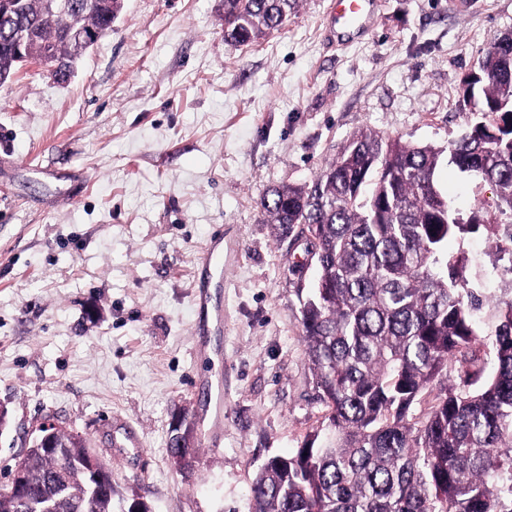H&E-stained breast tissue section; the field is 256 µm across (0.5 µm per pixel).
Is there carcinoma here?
Segmentation results:
<instances>
[{"label": "carcinoma", "instance_id": "1", "mask_svg": "<svg viewBox=\"0 0 512 512\" xmlns=\"http://www.w3.org/2000/svg\"><path fill=\"white\" fill-rule=\"evenodd\" d=\"M74 31L112 30L122 0H75ZM298 0H224V39L247 45L279 28ZM39 31L28 57L16 32ZM65 67L82 56L43 21V0L0 21V84L31 61ZM472 107L483 120L445 149L366 129L312 183L272 190L263 220L307 228L317 278L302 307L305 355L324 425L288 456L268 457L251 486L252 512H512V288L496 296L468 269L484 258L512 275V220L486 208L464 223L436 182L442 155L491 184L512 217V35L487 51ZM490 251L463 248L472 234ZM461 245L448 253V240ZM458 382L448 386V365ZM437 394L423 414L416 404ZM94 453L75 431L55 447L14 459L26 493L0 492V512H114L112 467L97 488L83 462Z\"/></svg>", "mask_w": 512, "mask_h": 512}]
</instances>
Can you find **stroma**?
Segmentation results:
<instances>
[{
	"label": "stroma",
	"mask_w": 512,
	"mask_h": 512,
	"mask_svg": "<svg viewBox=\"0 0 512 512\" xmlns=\"http://www.w3.org/2000/svg\"><path fill=\"white\" fill-rule=\"evenodd\" d=\"M331 0H299L250 45L224 40L222 0H124L64 83L31 64L0 86V489L47 414L111 463L116 512H250L272 454L320 427L302 302L316 277L264 223L268 190L311 184L358 131L439 148L478 113L463 82L512 33V0H379L371 31L337 44ZM462 217L491 185L450 164ZM224 235V325L194 354L193 279ZM224 379V441L191 466L168 455L172 419ZM142 446L115 460L113 418Z\"/></svg>",
	"instance_id": "1"
}]
</instances>
